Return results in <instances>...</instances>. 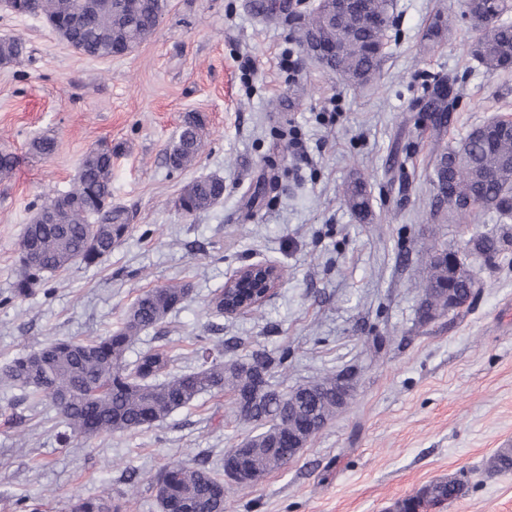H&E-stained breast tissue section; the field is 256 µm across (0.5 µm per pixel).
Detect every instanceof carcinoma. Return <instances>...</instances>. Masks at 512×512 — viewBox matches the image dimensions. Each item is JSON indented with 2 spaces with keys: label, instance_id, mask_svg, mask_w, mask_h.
Instances as JSON below:
<instances>
[{
  "label": "carcinoma",
  "instance_id": "cac0c4a2",
  "mask_svg": "<svg viewBox=\"0 0 512 512\" xmlns=\"http://www.w3.org/2000/svg\"><path fill=\"white\" fill-rule=\"evenodd\" d=\"M463 15L478 30L470 55L489 75L512 71V22L501 18V0H462ZM392 0H368L367 11L382 27L362 24L354 8L341 16L330 14L318 2L309 20L294 33L298 51L315 37L340 41L341 54L324 68L358 86L377 81L384 62V39L391 23ZM48 20L81 17L70 30V41L83 55L109 58L116 45L141 43L159 24L163 4L138 0H40ZM25 51L17 36L0 38V59L13 61ZM455 79L434 80L432 90L420 100V111L429 113L436 128L448 125L453 111ZM203 143V124L185 122L167 151L174 170L197 160ZM112 148L87 151L81 159L75 184L65 192L63 224H29L20 242L18 269L12 298H26L48 276L73 266L102 264L131 230L124 210L112 206ZM436 213L448 222L465 220L477 209L496 214L500 222L512 220V129L493 118L472 129L455 144L436 154L433 161ZM224 196V179L206 177L184 186L180 200L193 213L206 211ZM343 203L365 221L371 216L366 184L357 178L345 187ZM472 251L491 262L512 237L481 234L469 239ZM473 270L448 249H435L429 260V276L422 289V313L432 318L454 302L464 305L475 294ZM190 296L186 285H163L140 294L115 330L92 339H58L13 357L0 370V381L22 391L25 400L50 401L61 423L75 437L91 439L131 432L164 422L175 411L192 405L203 394L234 393V401L246 394L256 398L250 411L238 412V420L252 427L242 442L249 456L244 463L265 476L286 465L288 429L313 428L316 435L336 415L333 395L336 377L325 376L290 391L277 389L274 379L283 360L255 354L224 361L209 337L193 338L200 364L193 370L165 373L174 356L149 350L133 361L126 353L139 335L164 323ZM494 472L512 470V448H504L487 462ZM155 486L162 491L160 506L172 502L183 512H224V479L202 465L170 462L158 473ZM466 493L460 479L433 482L417 492L420 498L451 502ZM71 512H120L112 497L101 494L79 497Z\"/></svg>",
  "mask_w": 512,
  "mask_h": 512
}]
</instances>
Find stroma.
Here are the masks:
<instances>
[{
  "label": "stroma",
  "mask_w": 512,
  "mask_h": 512,
  "mask_svg": "<svg viewBox=\"0 0 512 512\" xmlns=\"http://www.w3.org/2000/svg\"><path fill=\"white\" fill-rule=\"evenodd\" d=\"M453 35L434 49L435 15ZM294 26L266 22L249 0H164L154 33L122 56L96 59L61 41L45 19L0 12V37L26 51L0 67V150L17 158L0 180V366L54 339L104 335L144 290L185 283L189 300L143 333L128 359L157 346L174 370L197 365L191 341L210 337L225 360L263 351L284 360L281 389L352 372L354 396L284 468L224 512H389L425 484L465 479L443 512H512V472L485 460L512 448V249L495 262L472 255L474 299L432 320L418 314L432 245L463 250L459 225L432 215L431 154L501 114L512 115V73L488 75L469 54L477 36L461 0H393L380 79L361 88L297 59ZM453 76L452 124L438 133L416 108L435 77ZM205 120L194 167L165 160L186 114ZM56 141L48 157L30 144ZM302 147L290 151L291 138ZM113 144L112 202L132 229L101 265L50 277L11 299L19 241L46 197L67 191L83 154ZM224 180L210 210L184 215L181 188ZM363 177L372 216L341 201ZM288 277L254 314L217 316L214 289L248 263ZM230 394L201 395L164 422L88 441L66 438L50 402L31 406L0 386V512L35 497L40 512H69L77 497L121 492L136 470L128 512H161L154 479L167 463L191 465L245 435Z\"/></svg>",
  "instance_id": "obj_1"
}]
</instances>
